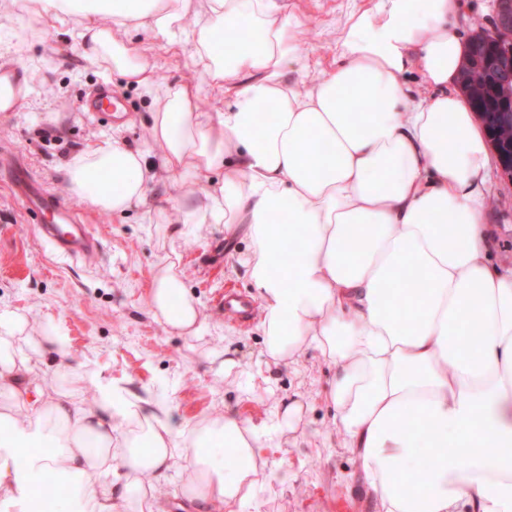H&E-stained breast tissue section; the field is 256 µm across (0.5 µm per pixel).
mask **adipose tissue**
<instances>
[{"instance_id":"adipose-tissue-1","label":"adipose tissue","mask_w":512,"mask_h":512,"mask_svg":"<svg viewBox=\"0 0 512 512\" xmlns=\"http://www.w3.org/2000/svg\"><path fill=\"white\" fill-rule=\"evenodd\" d=\"M33 7L78 23L83 56L154 103L148 148L97 140L66 162L65 190L119 214L147 203L158 171L184 183L209 174L200 200L183 198L181 224L241 233L264 351L295 364L314 350L331 370L332 421L380 512H512V265L491 259L489 138L459 87L463 0H346L334 65L298 83L285 73L307 71L308 53L277 0ZM190 15L200 80L158 86L128 34L178 42ZM413 76L424 92L409 91ZM225 87L223 108L197 111L203 92ZM148 306L174 331H199L179 256L157 266ZM473 331L470 348L461 339ZM48 353L59 363L37 376ZM301 413L274 408L262 429L234 411L175 416L75 362L54 321L0 307V512H169L143 478L176 466L187 504L241 510L268 483L263 449ZM423 464L425 485L407 484ZM50 481L67 492L45 509Z\"/></svg>"}]
</instances>
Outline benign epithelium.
Here are the masks:
<instances>
[{"instance_id":"benign-epithelium-1","label":"benign epithelium","mask_w":512,"mask_h":512,"mask_svg":"<svg viewBox=\"0 0 512 512\" xmlns=\"http://www.w3.org/2000/svg\"><path fill=\"white\" fill-rule=\"evenodd\" d=\"M492 67L512 73V0H496L489 26L480 28L479 39L472 42L460 75L463 93L475 95L473 80Z\"/></svg>"}]
</instances>
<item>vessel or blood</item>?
Instances as JSON below:
<instances>
[{"mask_svg": "<svg viewBox=\"0 0 512 512\" xmlns=\"http://www.w3.org/2000/svg\"><path fill=\"white\" fill-rule=\"evenodd\" d=\"M24 95V85L18 70L0 68V109L14 111ZM117 99L105 88L98 89L84 102L87 112L99 113L109 118L111 106ZM16 193L23 198L27 210L40 220L41 233L63 255L71 258L95 254L100 246L90 232L83 216L75 212L64 201L47 192L31 188L25 175H16L13 180Z\"/></svg>", "mask_w": 512, "mask_h": 512, "instance_id": "b4317fda", "label": "vessel or blood"}]
</instances>
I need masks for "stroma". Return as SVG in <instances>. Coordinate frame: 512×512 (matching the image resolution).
Returning a JSON list of instances; mask_svg holds the SVG:
<instances>
[{
  "instance_id": "stroma-1",
  "label": "stroma",
  "mask_w": 512,
  "mask_h": 512,
  "mask_svg": "<svg viewBox=\"0 0 512 512\" xmlns=\"http://www.w3.org/2000/svg\"><path fill=\"white\" fill-rule=\"evenodd\" d=\"M299 22V38L309 50L311 76H321L336 55V18L343 0H281ZM0 24L18 30V50L1 55L0 66L37 67L16 111L0 112V153L20 158L48 191L63 197L90 224L101 243L94 262L58 254L38 233L7 174H0V304L32 319L53 320L69 336L75 360L103 380L123 383L133 393L167 400L177 415L217 416L232 409L259 426L274 404L302 402L300 436L265 449L267 470L287 464V480L273 479L245 512H378L354 454L341 447L324 400L330 372L314 355L298 366L276 365L263 353L257 315L224 317L216 300L233 289L255 296L237 262L243 241L223 225L183 233L177 224L183 190L175 176L160 173L149 206L123 214L99 213L62 184L60 168L96 139L120 129L131 147L147 143L152 101L142 89L88 63L69 27L0 15ZM130 39L147 51L156 84L195 83L189 43L178 45L133 31ZM107 86L125 109L103 120L81 109L84 95ZM166 210L167 232L151 224L149 207ZM488 222L494 230L493 256L512 261V183L495 175L488 188ZM181 256L185 284L205 308V322L193 336L182 335L152 316L147 292L160 259ZM239 368L223 373L224 357Z\"/></svg>"
}]
</instances>
